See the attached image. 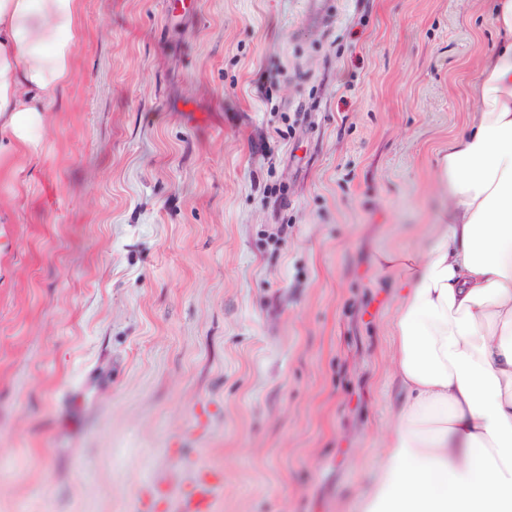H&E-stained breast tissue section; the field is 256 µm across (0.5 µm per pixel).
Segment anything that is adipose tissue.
I'll use <instances>...</instances> for the list:
<instances>
[{
	"label": "adipose tissue",
	"mask_w": 512,
	"mask_h": 512,
	"mask_svg": "<svg viewBox=\"0 0 512 512\" xmlns=\"http://www.w3.org/2000/svg\"><path fill=\"white\" fill-rule=\"evenodd\" d=\"M81 0H0V159L41 137L73 77ZM438 155L441 222L404 271L393 321L396 417L361 512H512V0Z\"/></svg>",
	"instance_id": "obj_1"
}]
</instances>
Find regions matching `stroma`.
I'll return each instance as SVG.
<instances>
[{
  "label": "stroma",
  "mask_w": 512,
  "mask_h": 512,
  "mask_svg": "<svg viewBox=\"0 0 512 512\" xmlns=\"http://www.w3.org/2000/svg\"><path fill=\"white\" fill-rule=\"evenodd\" d=\"M81 0L0 162V512H359L398 397L383 251L425 248L492 0ZM223 474L203 468L194 476L189 489L183 494L184 512H212L213 490L222 483Z\"/></svg>",
  "instance_id": "obj_1"
}]
</instances>
